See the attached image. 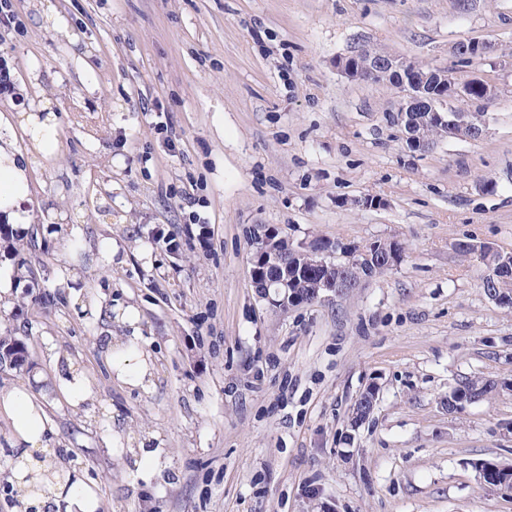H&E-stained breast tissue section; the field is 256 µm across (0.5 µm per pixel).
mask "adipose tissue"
I'll use <instances>...</instances> for the list:
<instances>
[{
	"mask_svg": "<svg viewBox=\"0 0 512 512\" xmlns=\"http://www.w3.org/2000/svg\"><path fill=\"white\" fill-rule=\"evenodd\" d=\"M29 192L28 169L17 159L13 127L0 123V217L28 224L23 203ZM0 413L12 424L8 481L22 492L21 512L34 505L46 512H97L100 501L92 485L77 469H62L48 454L56 423L45 406L14 387L0 396Z\"/></svg>",
	"mask_w": 512,
	"mask_h": 512,
	"instance_id": "ef3b65f1",
	"label": "adipose tissue"
}]
</instances>
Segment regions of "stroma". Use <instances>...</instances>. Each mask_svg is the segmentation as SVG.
I'll list each match as a JSON object with an SVG mask.
<instances>
[{
  "label": "stroma",
  "mask_w": 512,
  "mask_h": 512,
  "mask_svg": "<svg viewBox=\"0 0 512 512\" xmlns=\"http://www.w3.org/2000/svg\"><path fill=\"white\" fill-rule=\"evenodd\" d=\"M455 4L13 0L21 24L0 25V55L15 92L0 111L52 112L58 143L29 157L42 249L24 229V249L0 252L15 281L0 335L34 361L0 372V390L52 409V446L96 483L99 512H512V492L475 467H512V305L486 294L480 253L454 250L512 252V0ZM469 39L500 57L478 69L498 87L490 124L426 152L392 122L396 89L336 68L367 45L462 83L478 70L452 51ZM364 195L381 207L349 206ZM261 225L405 255L279 311L251 280ZM108 337L148 354L146 389L112 378ZM60 360L91 379L94 403L56 390ZM468 378L490 393L449 411ZM471 243H472L471 241H458L455 244V251L457 252L458 255L465 257L471 253V249H470ZM471 246H472L473 252H475V251L480 252L481 254H483V256H486L487 258L492 255H495L497 257L498 269H497L496 273L510 272V267L512 264L511 254H509L505 258H503L502 253L495 251L494 249H492L490 247H487L484 245L483 246L477 245V244H472Z\"/></svg>",
  "instance_id": "1"
}]
</instances>
